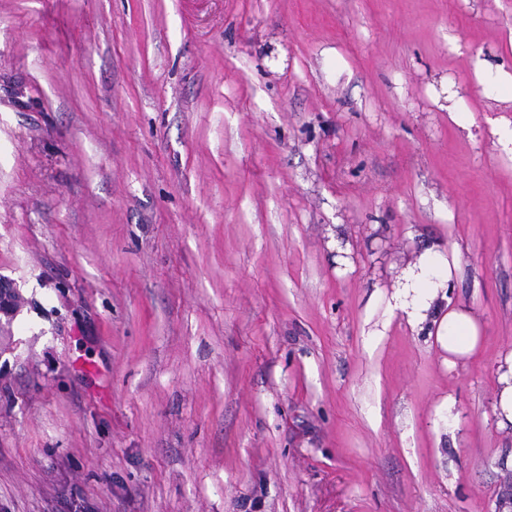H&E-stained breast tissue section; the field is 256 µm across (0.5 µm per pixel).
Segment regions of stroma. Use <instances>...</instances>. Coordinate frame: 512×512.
I'll return each mask as SVG.
<instances>
[{
    "label": "stroma",
    "instance_id": "obj_1",
    "mask_svg": "<svg viewBox=\"0 0 512 512\" xmlns=\"http://www.w3.org/2000/svg\"><path fill=\"white\" fill-rule=\"evenodd\" d=\"M511 129L512 0H0V512H493ZM426 256L404 272L400 289L393 297L392 310L409 326L426 336H435L439 348L448 353L445 362L455 367L474 354L481 338V326L471 311L451 307L448 289L460 271L456 246L431 243ZM433 259L436 270L429 269ZM440 299L445 304L437 305Z\"/></svg>",
    "mask_w": 512,
    "mask_h": 512
}]
</instances>
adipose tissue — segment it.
<instances>
[{
    "mask_svg": "<svg viewBox=\"0 0 512 512\" xmlns=\"http://www.w3.org/2000/svg\"><path fill=\"white\" fill-rule=\"evenodd\" d=\"M426 258L405 271L393 297V311L409 326L434 337L449 366L474 354L481 326L471 311L448 304V289L460 271L457 250L434 243Z\"/></svg>",
    "mask_w": 512,
    "mask_h": 512,
    "instance_id": "1",
    "label": "adipose tissue"
}]
</instances>
